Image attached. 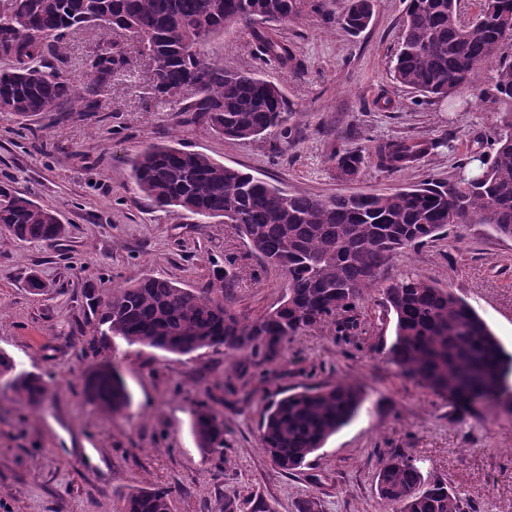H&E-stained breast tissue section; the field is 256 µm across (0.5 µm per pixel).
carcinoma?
<instances>
[{
  "instance_id": "carcinoma-1",
  "label": "carcinoma",
  "mask_w": 512,
  "mask_h": 512,
  "mask_svg": "<svg viewBox=\"0 0 512 512\" xmlns=\"http://www.w3.org/2000/svg\"><path fill=\"white\" fill-rule=\"evenodd\" d=\"M0 9V112L21 118L63 112L76 102L66 76L70 37L92 28L94 48L82 101L96 112L99 96L112 78L128 71L126 43L160 65L151 67L150 89L167 103H184L182 112L204 120L231 139H262L292 132V115L280 84L253 72H229L205 57L207 39L240 24L259 56L290 67L288 42L276 24L325 8L324 0H4ZM478 15L461 26L455 0H409L393 78L423 96L452 98L475 81L482 68L502 57L512 38V0H477ZM374 0H345L342 21L352 32L366 29ZM491 102L501 108V127L493 134L494 153H473L477 170L453 184L428 181L415 188L365 195L317 198L287 191L226 166L206 154L154 145L131 160L138 192L160 208L185 211L207 223L222 218L236 225L252 250L285 275L282 303L245 321L224 305L228 272L213 271L198 291L147 277L112 290L104 299L89 292L101 336H117L172 353L204 348L261 352L268 361L301 331L344 313L336 321L346 335L358 326L350 315L369 288L384 295L395 321L390 360L403 374L424 381L434 392L454 387L451 402L462 410L498 394L492 379L512 370L507 354L486 323L451 289L411 275L391 283L382 268L401 249L437 240L454 224H488L512 237V63L496 70ZM431 145L392 140L375 148L376 166L390 173L408 169ZM339 171L351 176L359 154H334ZM66 232L56 214L0 186V233L18 239L55 242ZM30 406L47 393L43 378L19 371L0 352V377ZM87 396L109 413L131 404L121 374L108 361L91 372ZM362 402L361 389L335 383L306 387L272 403L261 424L263 448L285 472L300 468L325 441L347 424ZM198 446L224 447V418L210 408L193 412ZM380 498L392 512H468L469 504L448 481L425 476L414 460L391 455L377 476ZM123 512H171L166 487L141 489L124 498Z\"/></svg>"
}]
</instances>
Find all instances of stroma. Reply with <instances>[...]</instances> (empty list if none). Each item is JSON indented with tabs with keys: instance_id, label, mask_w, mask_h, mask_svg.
I'll return each mask as SVG.
<instances>
[{
	"instance_id": "obj_1",
	"label": "stroma",
	"mask_w": 512,
	"mask_h": 512,
	"mask_svg": "<svg viewBox=\"0 0 512 512\" xmlns=\"http://www.w3.org/2000/svg\"><path fill=\"white\" fill-rule=\"evenodd\" d=\"M329 3V18L311 13L277 24L295 55L288 69L263 62L241 26L205 47L225 69L281 84L296 112L286 137L227 139L177 105L158 103L132 44L131 73L114 78L98 112H50L25 124L0 112V183L55 211L67 228L54 243L0 234V350L48 382L36 409L0 390V512H121L124 496L156 486L171 490L173 512H225L229 498L239 512H299L309 499L317 512H390L376 477L397 453L447 479L472 512H512V405L488 402L460 414L405 376L387 355L394 320L379 289L358 302L357 331L338 334L330 321L305 329L273 362L221 348L176 355L92 338L87 291L102 297L146 276L201 289L229 255L234 285L224 303L240 317H260L284 293L283 274L231 225L155 209L138 193L129 161L146 147L200 152L288 192L327 197L453 183L466 155L480 150V136L498 126L493 68L452 106L393 79L406 0H375L369 26L357 34L342 23L343 0ZM394 139L432 148L413 167L388 173L370 154ZM339 149L362 155L354 177L337 170ZM33 272L48 287L44 295L28 291ZM408 273L453 290L512 354V237L487 224L456 225L398 252L381 277ZM105 361L120 369L132 396L112 415L83 393ZM336 382L362 390L358 414L304 467L283 473L259 441L267 407L282 394ZM204 404L224 418L223 450H202L191 433L192 413Z\"/></svg>"
}]
</instances>
